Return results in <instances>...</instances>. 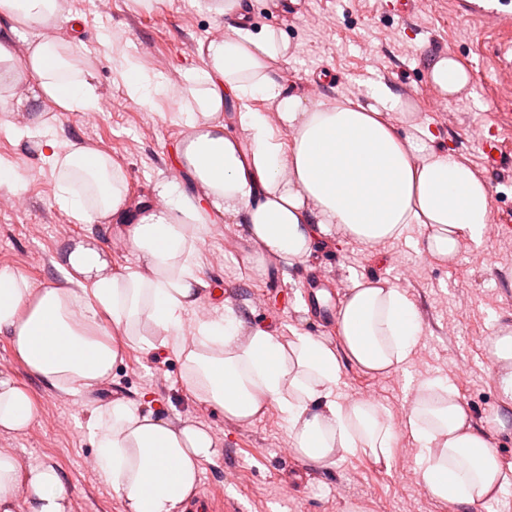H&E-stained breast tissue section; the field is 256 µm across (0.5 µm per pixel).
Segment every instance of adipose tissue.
I'll return each instance as SVG.
<instances>
[{"mask_svg": "<svg viewBox=\"0 0 512 512\" xmlns=\"http://www.w3.org/2000/svg\"><path fill=\"white\" fill-rule=\"evenodd\" d=\"M212 15L235 19L230 34L200 45L204 67L189 79L185 103L172 117L183 129L179 178L155 183L157 205L132 208L125 178L109 155L72 143L60 147L43 110L98 112L89 71L72 44L32 38L52 29L61 0H0V104L30 108L20 139L57 175L58 205L90 226L59 253L61 280L34 290L19 270L0 268V335L52 389L80 395L108 380L120 349L100 320L131 342L169 347L185 366L186 388L249 425L276 410L294 451L319 467L348 456L390 462L400 434L418 442L417 459L430 495L467 512L512 492L486 432L453 388L440 380L417 386L401 418L372 400L341 393L343 365L383 375L405 371L422 325L405 291L385 278L355 277L336 315L340 349L319 336L248 326L229 305L191 324L188 312L205 286L198 247L213 224L242 229L251 262L293 268L318 249L395 242L420 226L423 252L445 263L462 241L481 244L491 193L453 153L437 148L430 124L417 121L402 97L377 86L367 103L310 101L288 92L275 68L289 41L255 29L242 0H205ZM27 53L18 56L17 43ZM259 99L224 122V103ZM126 228L136 267L113 271L94 230L108 220ZM499 404L491 421L512 437V325L488 343ZM29 390L0 370V432L21 433L34 418ZM99 477L125 512H186L204 462L217 442L206 428L172 420L122 398L101 402L87 422ZM0 512H73L60 472L26 465L0 449Z\"/></svg>", "mask_w": 512, "mask_h": 512, "instance_id": "obj_1", "label": "adipose tissue"}]
</instances>
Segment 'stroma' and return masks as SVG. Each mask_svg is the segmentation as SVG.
Wrapping results in <instances>:
<instances>
[{
  "mask_svg": "<svg viewBox=\"0 0 512 512\" xmlns=\"http://www.w3.org/2000/svg\"><path fill=\"white\" fill-rule=\"evenodd\" d=\"M250 2L254 27L281 30L293 46L292 54L276 64L285 87L325 101H364L374 85L390 86L420 121L437 129L438 147L454 151L488 182L494 230L485 245L462 242L456 260L448 263L421 251V229L415 226L408 238L373 249L355 243L329 248L297 272L273 263L259 272L247 259L250 248L239 228L227 224L222 235L208 236L200 246L207 283L200 310L227 302L251 321L280 331L294 326L335 345L336 326L318 317V298L340 304L354 274L389 278L405 289L422 321L409 364L414 379L451 384L502 462L512 464V439L500 437L489 419L498 396L487 353L497 328L512 324V234L495 230L512 220V168L485 167L469 137L473 124L495 123L512 148V93L501 90L496 76L498 46L483 39L475 22L455 13L449 0H419L409 22L384 9L380 0ZM64 11L88 20L79 34L65 22L58 34L77 37L76 53L94 75L103 108L88 116L53 109L46 119L59 144H84L112 156L124 171L132 204L152 201L155 182L180 173L182 129L169 114L187 75L203 67L199 45L230 23L209 14L201 0H153L147 9L135 7L133 0H111L105 13L87 0H65ZM442 46L475 70L467 86L446 99L427 69ZM128 60L144 76L163 82L155 109L129 100L123 77ZM55 193L56 177L47 167L19 193L0 187V198L11 201L0 210V268L22 271L37 288L54 282L57 254L87 232L59 207ZM120 348L111 378L75 398L30 374L8 337L0 335V369L10 371L36 399L31 427L0 435V448L13 449L24 463L60 470L73 512H124L91 466L94 447L86 428L99 402L116 397L153 403L165 415L213 433L217 452L203 463L197 491L222 494L224 512H348L353 506L360 512H463L454 502L429 496L417 474V444L409 436L398 437L387 465L360 455L328 468L312 466L293 451L288 427L276 411L246 426L229 422L186 389L185 368L173 350L151 351L129 342ZM342 393L377 401L394 415L406 411L412 399L401 375H372L352 366L344 370Z\"/></svg>",
  "mask_w": 512,
  "mask_h": 512,
  "instance_id": "stroma-1",
  "label": "stroma"
}]
</instances>
